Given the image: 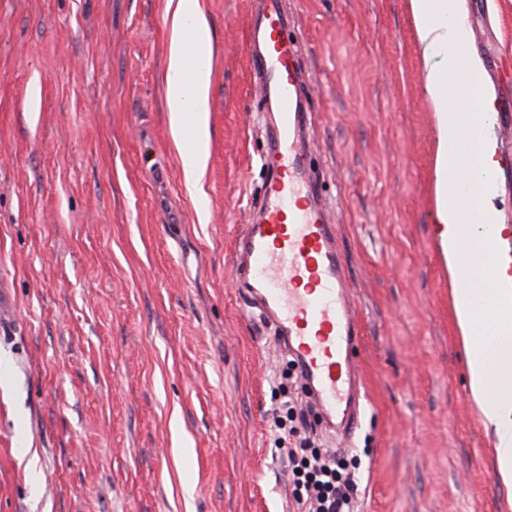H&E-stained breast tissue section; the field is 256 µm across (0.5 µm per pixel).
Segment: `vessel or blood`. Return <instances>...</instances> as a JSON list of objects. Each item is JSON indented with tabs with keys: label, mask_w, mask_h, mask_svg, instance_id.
Instances as JSON below:
<instances>
[{
	"label": "vessel or blood",
	"mask_w": 512,
	"mask_h": 512,
	"mask_svg": "<svg viewBox=\"0 0 512 512\" xmlns=\"http://www.w3.org/2000/svg\"><path fill=\"white\" fill-rule=\"evenodd\" d=\"M250 33L255 100L271 120L260 202L236 247V284L247 314L271 326L296 362L309 398L330 429L350 438L360 427L361 389L351 350L359 320L330 205L314 185L306 139L314 120L300 91L309 76L281 0H260ZM498 243L465 237L459 273L475 287L498 285Z\"/></svg>",
	"instance_id": "obj_1"
}]
</instances>
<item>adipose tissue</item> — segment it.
<instances>
[{"mask_svg":"<svg viewBox=\"0 0 512 512\" xmlns=\"http://www.w3.org/2000/svg\"><path fill=\"white\" fill-rule=\"evenodd\" d=\"M422 54V73L430 107L438 129L435 167V235L448 264L450 293L467 369L469 394L482 425L493 437L489 455L502 491L500 512H512V276L501 275L499 301L485 313L480 289L466 285L458 272L460 244L466 233L459 200L465 186L484 189L481 213L475 223L493 211L499 194L494 174L499 168L497 139L485 121L495 111L496 96L484 83L478 55L462 56L455 49L465 21L463 0H408ZM174 28L178 34L170 56L167 105L176 139L191 137L190 148L181 150L187 181H198L210 148L208 122L210 28L198 11L197 0H178ZM470 76L465 102L469 120L484 130L477 159L463 147L460 120L449 117L448 101L456 94L453 78L458 71Z\"/></svg>","mask_w":512,"mask_h":512,"instance_id":"1","label":"adipose tissue"}]
</instances>
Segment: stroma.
<instances>
[{"instance_id":"35a3bbf8","label":"stroma","mask_w":512,"mask_h":512,"mask_svg":"<svg viewBox=\"0 0 512 512\" xmlns=\"http://www.w3.org/2000/svg\"><path fill=\"white\" fill-rule=\"evenodd\" d=\"M177 0H0V512H297L273 416L301 396L248 318L235 238L262 181L253 0H198L211 142L185 181L167 108ZM315 80L366 398L338 459L357 512H498L433 224L437 128L406 0H284ZM501 75L494 205L512 253V0H466Z\"/></svg>"}]
</instances>
